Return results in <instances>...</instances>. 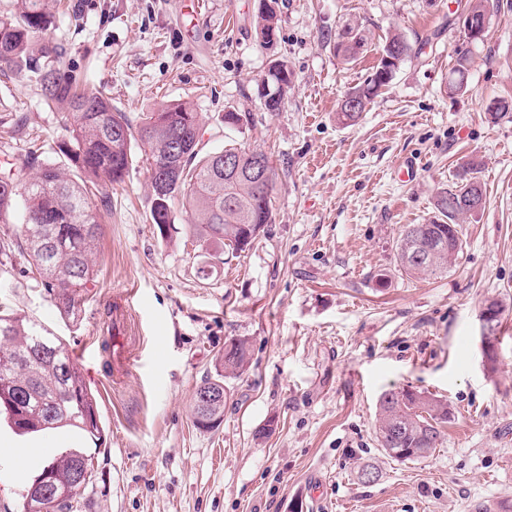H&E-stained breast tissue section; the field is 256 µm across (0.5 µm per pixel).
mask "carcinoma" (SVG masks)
<instances>
[{
    "instance_id": "obj_1",
    "label": "carcinoma",
    "mask_w": 512,
    "mask_h": 512,
    "mask_svg": "<svg viewBox=\"0 0 512 512\" xmlns=\"http://www.w3.org/2000/svg\"><path fill=\"white\" fill-rule=\"evenodd\" d=\"M276 8L256 16V29L278 30ZM52 25L46 0H15L13 13L0 17V67L24 74L40 89L45 102L64 112L68 139L58 146L67 165L40 163L31 151L22 165L0 173V224H9L17 201L25 204L21 227L25 248L19 251L30 265L34 280L48 293L59 313L76 319L82 293L94 280L93 255L102 233V214L92 200L94 191L123 181L137 156L149 163L153 205L151 223L160 236L173 226L172 207L180 200L191 214L189 229L209 245L236 254L243 252L272 223L273 165L268 182L259 186L247 174L254 152L230 148L198 157V113L185 102H169L145 112L138 127L126 114L112 108L110 88L92 94L80 89L81 75L65 60L63 47L47 39ZM347 60L355 59L365 39L351 27L337 35ZM410 56L412 46L400 32L386 38L379 60L364 81L348 90L366 99L359 110L340 105L337 120L356 122L388 85V63L393 47ZM469 51L457 54L450 69L448 95L466 92ZM263 92L265 110L279 112L291 88L288 63L270 67ZM240 161V172H224V155ZM479 163L461 167L456 181L436 195L438 219L408 224L397 243L400 270L412 277L449 272L462 252L461 220L471 213L469 196L483 192ZM250 363V346L236 338L224 347L222 372L201 386L224 391V378L239 376ZM451 410L448 404L408 388L383 392L377 414V435L385 454L401 462L429 456L437 448ZM0 419L25 436L63 427L79 429L98 448L104 428L96 396L74 364L63 340L13 312L0 311ZM93 464L92 454L69 450L49 460L23 494L20 512H78L85 489L76 474L82 464ZM50 486L52 496L41 490Z\"/></svg>"
}]
</instances>
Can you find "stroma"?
Instances as JSON below:
<instances>
[{
    "label": "stroma",
    "instance_id": "stroma-1",
    "mask_svg": "<svg viewBox=\"0 0 512 512\" xmlns=\"http://www.w3.org/2000/svg\"><path fill=\"white\" fill-rule=\"evenodd\" d=\"M459 0H278L274 46L261 42L257 0H53L51 38L77 59L83 88L100 85L131 124L179 100L198 113L200 155L266 153L275 168L274 221L246 251L201 274L188 215L176 230L150 222L146 163L104 191L95 278L79 320L64 318L19 256L0 261V309L59 336L89 381L104 427L84 512H480L512 496V0H500L484 42L469 48L468 90L452 97L460 50ZM361 29L356 59L337 55V33ZM393 31L413 47L361 119L336 109L377 62ZM287 60L292 87L278 112L258 85ZM248 112L228 127L224 115ZM63 112L23 76L0 70V172L30 144L60 161ZM417 165L402 174L404 160ZM482 169L484 205L460 228L457 264L428 279L402 275L405 225L434 220L435 195L461 165ZM127 294L140 339L120 387L98 351L112 327L114 294ZM502 303L496 372L482 363L478 314ZM251 362L224 380V419L197 428L192 396L215 376L231 339ZM404 387L448 402L453 418L432 454L392 460L378 445L381 394ZM25 447L17 466L12 448ZM79 432L17 435L0 424V512H17L47 454L85 448ZM369 462L380 471L357 478Z\"/></svg>",
    "mask_w": 512,
    "mask_h": 512
}]
</instances>
